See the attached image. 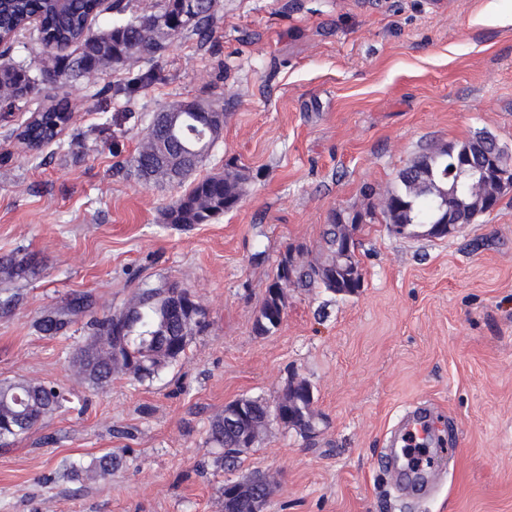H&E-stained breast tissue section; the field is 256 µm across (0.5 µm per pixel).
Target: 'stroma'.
Here are the masks:
<instances>
[{
  "label": "stroma",
  "mask_w": 512,
  "mask_h": 512,
  "mask_svg": "<svg viewBox=\"0 0 512 512\" xmlns=\"http://www.w3.org/2000/svg\"><path fill=\"white\" fill-rule=\"evenodd\" d=\"M191 99L226 112L197 177L234 163L251 180L215 223L178 227L163 213L180 188L127 162L154 113ZM70 102L61 148L37 157L7 137L23 114L0 120V256L37 263L0 288V380L70 398L0 445V512H224V482L253 473L271 482L266 512H512V192L442 239L393 235L375 210L431 146L489 134L512 149V0H219L207 43L73 81ZM358 213L359 292L286 289L281 326L254 335L286 247L318 259L332 216ZM163 278L210 327L154 379L89 390L69 374L85 321L54 337L34 326L73 295L99 315ZM292 379L313 388L314 434L270 424L236 469L217 468L212 417ZM417 406L438 411L456 454L400 493L384 450ZM107 452L123 458L111 477L64 478Z\"/></svg>",
  "instance_id": "obj_1"
}]
</instances>
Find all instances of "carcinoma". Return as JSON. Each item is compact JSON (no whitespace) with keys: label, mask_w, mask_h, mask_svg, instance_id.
<instances>
[{"label":"carcinoma","mask_w":512,"mask_h":512,"mask_svg":"<svg viewBox=\"0 0 512 512\" xmlns=\"http://www.w3.org/2000/svg\"><path fill=\"white\" fill-rule=\"evenodd\" d=\"M103 0H0V37L12 42L14 36L37 19L36 33L30 40L44 42L59 50L49 54L41 73L31 71L23 62L0 64V97L10 100L35 94L39 83L51 79L54 95L36 115L18 129L15 139L22 149L35 151L40 143L58 134L56 128L67 125L69 86L76 79H86L90 71L103 74L117 66L141 60L150 61L163 48L152 30V20L169 9H178L177 0H167L153 13L127 19L124 17L93 30L90 22L101 12ZM215 0H199L196 10L183 27L167 35V41L209 37L214 18ZM200 111L184 109L179 101L168 107L163 121L153 119L143 130V138L131 166L147 183L179 185L188 183L185 192L165 211L167 224H208L236 208L246 193L249 175L241 167L231 166L222 173L200 179L194 173L224 131V109L210 102L198 103ZM489 166L492 160L507 161L499 144L489 135H481L437 146L414 159L399 172L400 187L385 196L382 212L386 223L398 235L442 238L448 231H428L430 224H473L479 216L494 209L492 205L472 201L476 175H463L459 163L465 158ZM359 217L346 224L332 220L323 232L324 257L315 262L295 265L293 253H303V246L290 245L277 262L273 280L265 290L262 305L253 324L257 336H267L281 325L285 315L284 288H321L331 294L352 295L363 287L359 261L345 256L346 241L361 230ZM36 264L13 256H0V281L9 283L34 272ZM188 291L175 281L145 284L135 291L128 304L118 311H107L89 322L85 344L79 346L70 370L78 380L93 387L105 388L112 375L122 373L136 381L150 380L178 362L196 335L209 327L208 313L183 328L171 310L175 295ZM95 301L90 295H77L66 306L47 309L36 320L37 330L46 336H65L76 320L92 311ZM286 392L298 400L291 410L292 429L304 437L314 434V394L307 382H289ZM69 403L66 392L31 379L0 381V441L15 439L30 432L44 419ZM244 421L225 425L224 414L214 416L208 429V441L220 449L214 463L220 468L238 467L239 457L247 447L240 437L246 433ZM119 464L117 455L106 453L71 466L73 479L95 481L112 474ZM239 481H227L222 487L230 512H250L247 502L236 494Z\"/></svg>","instance_id":"obj_1"}]
</instances>
